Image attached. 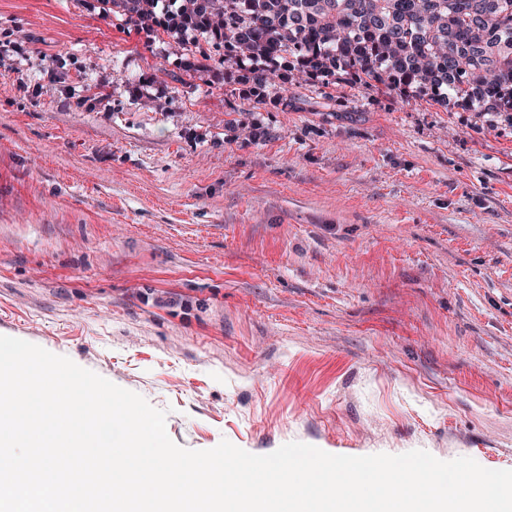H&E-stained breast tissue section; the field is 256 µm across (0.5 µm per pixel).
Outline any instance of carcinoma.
I'll return each mask as SVG.
<instances>
[{"instance_id": "cac0c4a2", "label": "carcinoma", "mask_w": 512, "mask_h": 512, "mask_svg": "<svg viewBox=\"0 0 512 512\" xmlns=\"http://www.w3.org/2000/svg\"><path fill=\"white\" fill-rule=\"evenodd\" d=\"M137 30L199 35L266 84L282 63L473 112L512 113V0H99Z\"/></svg>"}]
</instances>
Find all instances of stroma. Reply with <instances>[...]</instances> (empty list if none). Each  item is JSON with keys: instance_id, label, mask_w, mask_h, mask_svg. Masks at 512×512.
Segmentation results:
<instances>
[{"instance_id": "1", "label": "stroma", "mask_w": 512, "mask_h": 512, "mask_svg": "<svg viewBox=\"0 0 512 512\" xmlns=\"http://www.w3.org/2000/svg\"><path fill=\"white\" fill-rule=\"evenodd\" d=\"M202 44L0 0V335L188 449L512 470V121Z\"/></svg>"}]
</instances>
